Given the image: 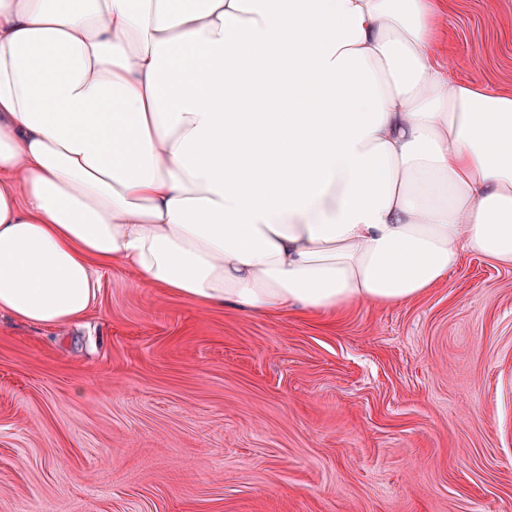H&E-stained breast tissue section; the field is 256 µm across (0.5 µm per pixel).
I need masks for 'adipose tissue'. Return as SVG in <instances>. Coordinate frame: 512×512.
I'll use <instances>...</instances> for the list:
<instances>
[{
    "instance_id": "1",
    "label": "adipose tissue",
    "mask_w": 512,
    "mask_h": 512,
    "mask_svg": "<svg viewBox=\"0 0 512 512\" xmlns=\"http://www.w3.org/2000/svg\"><path fill=\"white\" fill-rule=\"evenodd\" d=\"M444 0H0V311L96 269L206 308L398 306L512 265V91Z\"/></svg>"
}]
</instances>
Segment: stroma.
<instances>
[{
    "instance_id": "obj_1",
    "label": "stroma",
    "mask_w": 512,
    "mask_h": 512,
    "mask_svg": "<svg viewBox=\"0 0 512 512\" xmlns=\"http://www.w3.org/2000/svg\"><path fill=\"white\" fill-rule=\"evenodd\" d=\"M512 90V0H447ZM74 323L0 312V512H512V267L336 315L202 308L114 263Z\"/></svg>"
}]
</instances>
